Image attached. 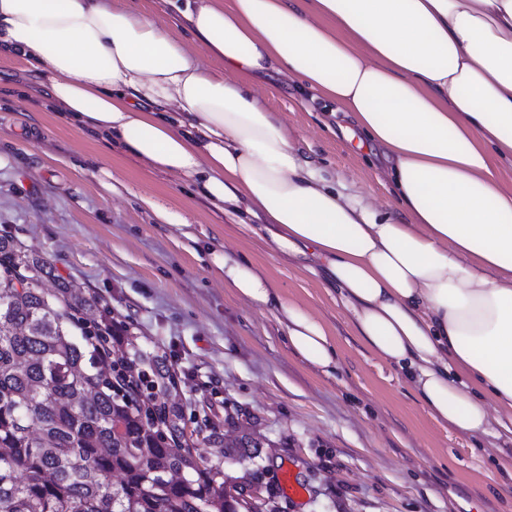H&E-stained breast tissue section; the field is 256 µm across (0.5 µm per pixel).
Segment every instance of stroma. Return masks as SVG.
I'll list each match as a JSON object with an SVG mask.
<instances>
[{
  "mask_svg": "<svg viewBox=\"0 0 512 512\" xmlns=\"http://www.w3.org/2000/svg\"><path fill=\"white\" fill-rule=\"evenodd\" d=\"M26 97L7 101L0 86V234L43 257L53 277L97 301L128 325L144 351L165 356L181 379L177 398L191 428L208 405L246 417L257 456L225 462L226 474L256 475L279 512H512V443L489 454L483 437L435 422L398 370L367 349L320 278L275 255L248 226L214 211L179 179L110 154L90 135L41 106L35 78ZM257 97L278 112L304 158L347 195L395 207L390 181L366 148L346 139L322 103L305 111L287 80L270 75ZM118 178L115 192L102 170ZM171 214L156 223L151 202ZM226 250L263 272L278 298L321 317L336 345L332 374L290 349L276 306H257L225 287L208 249ZM291 468L306 489L288 497Z\"/></svg>",
  "mask_w": 512,
  "mask_h": 512,
  "instance_id": "stroma-1",
  "label": "stroma"
}]
</instances>
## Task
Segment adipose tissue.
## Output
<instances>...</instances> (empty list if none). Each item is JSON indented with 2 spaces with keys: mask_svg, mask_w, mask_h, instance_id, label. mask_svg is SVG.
I'll return each instance as SVG.
<instances>
[{
  "mask_svg": "<svg viewBox=\"0 0 512 512\" xmlns=\"http://www.w3.org/2000/svg\"><path fill=\"white\" fill-rule=\"evenodd\" d=\"M166 2L162 23L122 0H0V59L100 145L259 219L435 421L512 440V0ZM270 73L352 119L395 211L346 199L303 159L255 95ZM211 262L241 298L274 300L261 271ZM282 311L292 352L332 373L324 322Z\"/></svg>",
  "mask_w": 512,
  "mask_h": 512,
  "instance_id": "1",
  "label": "adipose tissue"
}]
</instances>
